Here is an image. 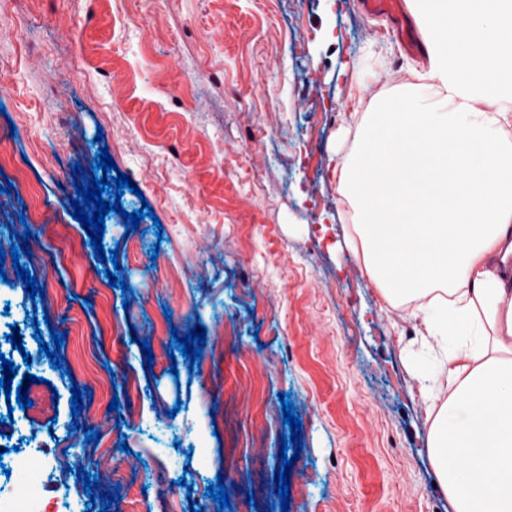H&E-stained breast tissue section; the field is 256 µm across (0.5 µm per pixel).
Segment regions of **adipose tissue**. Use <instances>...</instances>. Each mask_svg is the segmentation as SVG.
Segmentation results:
<instances>
[{"mask_svg":"<svg viewBox=\"0 0 512 512\" xmlns=\"http://www.w3.org/2000/svg\"><path fill=\"white\" fill-rule=\"evenodd\" d=\"M428 68L340 147L349 249L409 307L453 512H512V0H415Z\"/></svg>","mask_w":512,"mask_h":512,"instance_id":"adipose-tissue-1","label":"adipose tissue"}]
</instances>
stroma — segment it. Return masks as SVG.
Returning <instances> with one entry per match:
<instances>
[{
  "instance_id": "35a3bbf8",
  "label": "stroma",
  "mask_w": 512,
  "mask_h": 512,
  "mask_svg": "<svg viewBox=\"0 0 512 512\" xmlns=\"http://www.w3.org/2000/svg\"><path fill=\"white\" fill-rule=\"evenodd\" d=\"M18 3L0 12V246L27 238L19 265L44 293L5 266L0 353L15 384L37 381L24 410L0 387V497L35 489L41 512H217L207 488L220 480L233 512H273L285 447L298 455L289 512H451L409 372L417 323L348 252L334 173L338 130L427 67L394 31L419 38L409 7L390 20L361 0ZM103 145L138 187L107 201L154 210L135 228L105 217L122 289L72 217L74 169L102 177ZM198 326L201 359H170L172 330ZM52 331L58 368L36 341ZM283 394L302 421L295 444ZM35 454L47 466L28 468ZM87 472L112 505L85 494Z\"/></svg>"
}]
</instances>
